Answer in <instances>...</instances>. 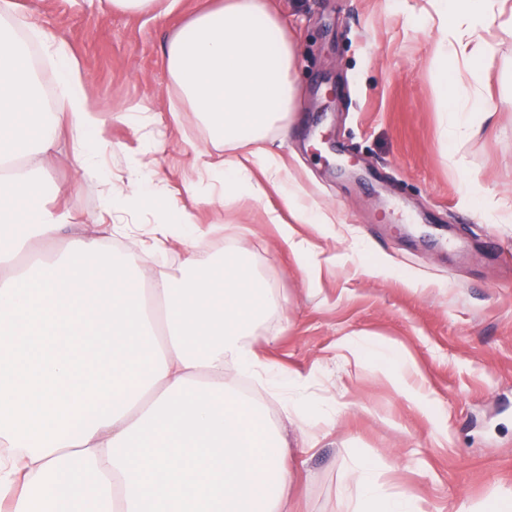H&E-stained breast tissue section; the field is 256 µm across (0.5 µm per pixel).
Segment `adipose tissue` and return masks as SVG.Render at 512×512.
<instances>
[{
  "mask_svg": "<svg viewBox=\"0 0 512 512\" xmlns=\"http://www.w3.org/2000/svg\"><path fill=\"white\" fill-rule=\"evenodd\" d=\"M432 2L444 53L474 62L471 80L481 86V64L495 52L477 38L488 0ZM12 10V0H0V442L14 449L0 458V512H79L90 482L99 512H281L292 481L288 443L230 380L263 381L286 412L304 416L293 395L299 377L256 349L278 296L231 247L181 277L158 271L143 280L148 254L171 243L190 255L203 239L187 211L166 214L137 251L105 249L113 211L155 206L143 166L129 168L127 189L108 188L89 223H65L48 209L49 154L62 133L80 169L99 173L96 108L68 42L38 28L14 36ZM35 43L56 65L52 106L39 89ZM164 57L209 144L231 151L203 162L221 189L216 204L278 182L293 224L329 223L324 209L294 207L271 148L292 110L295 51L266 0L201 10L169 38ZM241 145L249 153L234 156ZM293 224L282 236L300 260ZM62 234V254L32 251L34 240ZM348 479L358 496L347 512H419L367 464L355 463Z\"/></svg>",
  "mask_w": 512,
  "mask_h": 512,
  "instance_id": "adipose-tissue-1",
  "label": "adipose tissue"
}]
</instances>
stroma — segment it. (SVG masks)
<instances>
[{
  "label": "stroma",
  "mask_w": 512,
  "mask_h": 512,
  "mask_svg": "<svg viewBox=\"0 0 512 512\" xmlns=\"http://www.w3.org/2000/svg\"><path fill=\"white\" fill-rule=\"evenodd\" d=\"M180 0L168 16L132 15L110 0H15L18 30L66 36L99 110L101 167L122 185L128 162L148 161L152 185L207 230L194 261L232 246L250 257L282 308L259 332L260 351L301 375L306 418L286 416L256 380L236 387L276 424L293 453L283 512H345L357 496L344 474L372 464L386 488L421 512H473L512 497V37L489 26L495 57L482 85L496 106L451 114L443 94L472 95L465 68H445L437 27L413 24L429 0H269L295 48L297 110L277 157L302 197L332 208L335 223L293 224L279 192L212 206L198 148L205 128L185 112L164 64L169 36L201 7ZM152 114L135 130L115 108ZM46 176L63 187L54 213L96 215L103 186L57 148ZM294 226L311 256L299 266L272 216ZM346 336L385 343L415 366H386L338 349Z\"/></svg>",
  "instance_id": "stroma-1"
}]
</instances>
